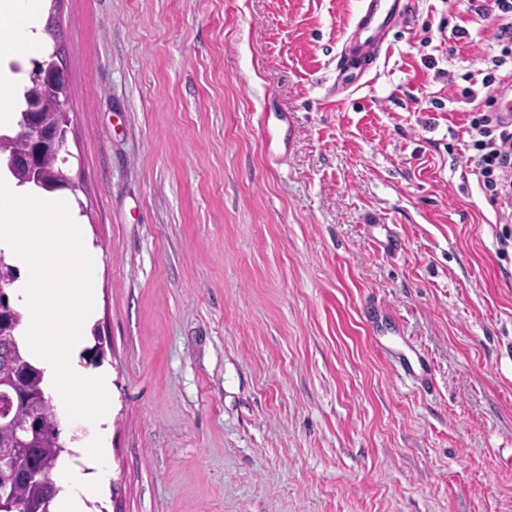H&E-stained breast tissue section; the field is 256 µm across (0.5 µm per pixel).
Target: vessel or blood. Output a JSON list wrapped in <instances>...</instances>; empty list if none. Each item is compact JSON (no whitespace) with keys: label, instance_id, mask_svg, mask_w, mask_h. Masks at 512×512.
Segmentation results:
<instances>
[{"label":"vessel or blood","instance_id":"obj_1","mask_svg":"<svg viewBox=\"0 0 512 512\" xmlns=\"http://www.w3.org/2000/svg\"><path fill=\"white\" fill-rule=\"evenodd\" d=\"M413 10V0H360L353 24L336 55L337 91H354L364 85L389 35L409 24Z\"/></svg>","mask_w":512,"mask_h":512}]
</instances>
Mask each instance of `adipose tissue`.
Instances as JSON below:
<instances>
[{
	"instance_id": "ef3b65f1",
	"label": "adipose tissue",
	"mask_w": 512,
	"mask_h": 512,
	"mask_svg": "<svg viewBox=\"0 0 512 512\" xmlns=\"http://www.w3.org/2000/svg\"><path fill=\"white\" fill-rule=\"evenodd\" d=\"M42 0H0V42L8 44L19 57L43 48L39 36Z\"/></svg>"
}]
</instances>
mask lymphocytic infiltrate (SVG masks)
I'll return each mask as SVG.
<instances>
[{
    "label": "lymphocytic infiltrate",
    "mask_w": 512,
    "mask_h": 512,
    "mask_svg": "<svg viewBox=\"0 0 512 512\" xmlns=\"http://www.w3.org/2000/svg\"><path fill=\"white\" fill-rule=\"evenodd\" d=\"M473 11L478 16L495 13L498 55L490 59L482 88L485 95L464 86L459 95L473 102L463 126L467 155L465 165L476 176L480 187L489 199L499 204L502 221L512 223V122L498 112V94L506 82L512 79V0H480Z\"/></svg>",
    "instance_id": "1"
}]
</instances>
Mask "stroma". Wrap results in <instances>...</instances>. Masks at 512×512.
Masks as SVG:
<instances>
[{"label": "stroma", "instance_id": "obj_1", "mask_svg": "<svg viewBox=\"0 0 512 512\" xmlns=\"http://www.w3.org/2000/svg\"><path fill=\"white\" fill-rule=\"evenodd\" d=\"M415 2L340 101L358 0H43L110 376L88 512H512V223L448 86L497 21Z\"/></svg>", "mask_w": 512, "mask_h": 512}]
</instances>
